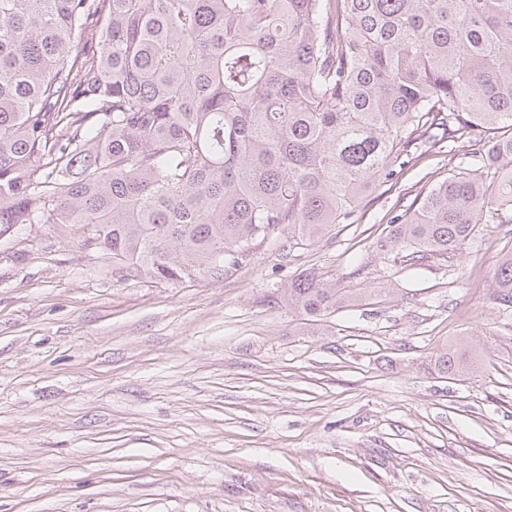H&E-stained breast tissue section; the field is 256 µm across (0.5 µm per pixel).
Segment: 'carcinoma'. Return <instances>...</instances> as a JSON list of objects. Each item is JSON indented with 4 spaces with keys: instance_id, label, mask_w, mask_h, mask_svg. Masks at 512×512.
<instances>
[{
    "instance_id": "obj_1",
    "label": "carcinoma",
    "mask_w": 512,
    "mask_h": 512,
    "mask_svg": "<svg viewBox=\"0 0 512 512\" xmlns=\"http://www.w3.org/2000/svg\"><path fill=\"white\" fill-rule=\"evenodd\" d=\"M444 142L468 165L379 250L512 223V0H0V235L87 224L128 279L315 241ZM492 288L512 307V248ZM283 297L314 323L372 294L310 272Z\"/></svg>"
}]
</instances>
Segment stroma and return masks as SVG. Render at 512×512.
Returning a JSON list of instances; mask_svg holds the SVG:
<instances>
[{
	"label": "stroma",
	"mask_w": 512,
	"mask_h": 512,
	"mask_svg": "<svg viewBox=\"0 0 512 512\" xmlns=\"http://www.w3.org/2000/svg\"><path fill=\"white\" fill-rule=\"evenodd\" d=\"M466 164L433 149L221 279H123L85 224L0 235V512H512V224L420 265L375 247ZM309 271L390 292L309 325L280 298ZM462 341L471 370L440 377ZM494 300L506 307H512V248L497 260L493 281Z\"/></svg>",
	"instance_id": "obj_1"
}]
</instances>
